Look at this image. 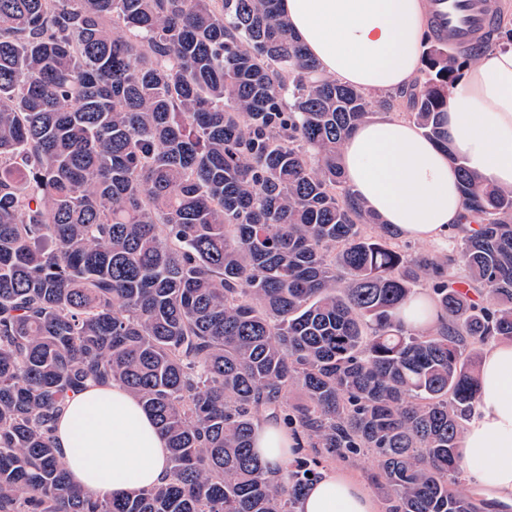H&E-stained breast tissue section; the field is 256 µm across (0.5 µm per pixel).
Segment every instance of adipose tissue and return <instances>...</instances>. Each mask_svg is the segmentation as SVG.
<instances>
[{
	"label": "adipose tissue",
	"instance_id": "ef3b65f1",
	"mask_svg": "<svg viewBox=\"0 0 512 512\" xmlns=\"http://www.w3.org/2000/svg\"><path fill=\"white\" fill-rule=\"evenodd\" d=\"M292 30L323 76L363 92L415 90L428 0H280ZM449 150L411 120L364 119L340 147L357 197L399 237L438 241L460 224L464 204L452 162L512 188V42L468 64L448 97ZM71 482L110 497L161 483L164 437L126 388L87 385L74 393L54 433ZM297 442L280 422H262L255 451L270 479L290 465ZM471 485L512 502V342H490L480 362L476 414L461 440ZM298 512H378L365 486L330 468L306 489Z\"/></svg>",
	"mask_w": 512,
	"mask_h": 512
}]
</instances>
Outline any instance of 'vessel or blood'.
Returning a JSON list of instances; mask_svg holds the SVG:
<instances>
[{"mask_svg":"<svg viewBox=\"0 0 512 512\" xmlns=\"http://www.w3.org/2000/svg\"><path fill=\"white\" fill-rule=\"evenodd\" d=\"M429 18L449 45L465 47L485 39L495 22L486 0H429Z\"/></svg>","mask_w":512,"mask_h":512,"instance_id":"1","label":"vessel or blood"}]
</instances>
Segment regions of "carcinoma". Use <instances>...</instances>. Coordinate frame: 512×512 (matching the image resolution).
<instances>
[{
  "mask_svg": "<svg viewBox=\"0 0 512 512\" xmlns=\"http://www.w3.org/2000/svg\"><path fill=\"white\" fill-rule=\"evenodd\" d=\"M279 2L0 0V512H296L307 448L372 452L385 512L490 509L456 479L479 349L512 341V190L453 156L448 255L367 234L339 148L375 102L322 76ZM495 47L427 35L409 100L439 147ZM423 280L431 332L398 318ZM89 382L154 416L164 483L73 486L53 429ZM262 409L303 441L276 481Z\"/></svg>",
  "mask_w": 512,
  "mask_h": 512,
  "instance_id": "1",
  "label": "carcinoma"
}]
</instances>
